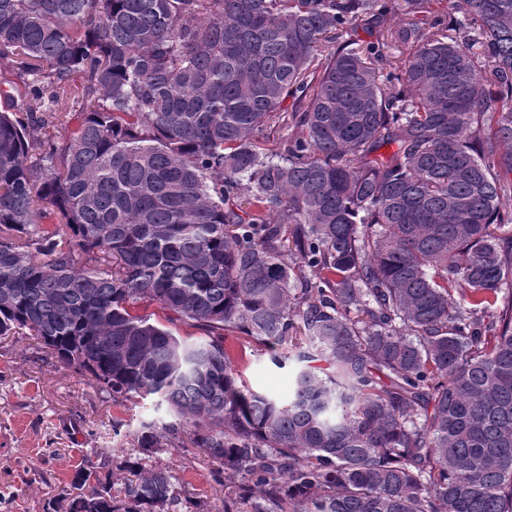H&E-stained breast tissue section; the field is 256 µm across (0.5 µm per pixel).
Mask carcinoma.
Segmentation results:
<instances>
[{
	"label": "carcinoma",
	"mask_w": 512,
	"mask_h": 512,
	"mask_svg": "<svg viewBox=\"0 0 512 512\" xmlns=\"http://www.w3.org/2000/svg\"><path fill=\"white\" fill-rule=\"evenodd\" d=\"M441 3L0 0V338L159 398L131 445L189 439L224 512H512V0ZM226 331L293 354L288 402ZM118 469L66 512H207ZM137 312L139 314H154L151 316L153 321L161 322L162 324L166 325L170 329H172L177 335L179 336H205V332L201 329L190 327L185 324H182L180 322H174V324H171L167 322L166 320V314L160 310L155 304L146 305V303L140 304L137 307Z\"/></svg>",
	"instance_id": "1"
}]
</instances>
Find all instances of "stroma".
Returning <instances> with one entry per match:
<instances>
[{"instance_id":"obj_1","label":"stroma","mask_w":512,"mask_h":512,"mask_svg":"<svg viewBox=\"0 0 512 512\" xmlns=\"http://www.w3.org/2000/svg\"><path fill=\"white\" fill-rule=\"evenodd\" d=\"M224 345L251 389L281 399L292 394L295 360L277 365L263 345L230 331ZM169 419L153 398H103L88 375L60 367L28 337L1 340L0 512H48L79 467L93 465L104 476L130 456L168 471L176 487L204 500L209 512H224L232 490L198 449L159 448L144 455L125 437L141 422Z\"/></svg>"}]
</instances>
